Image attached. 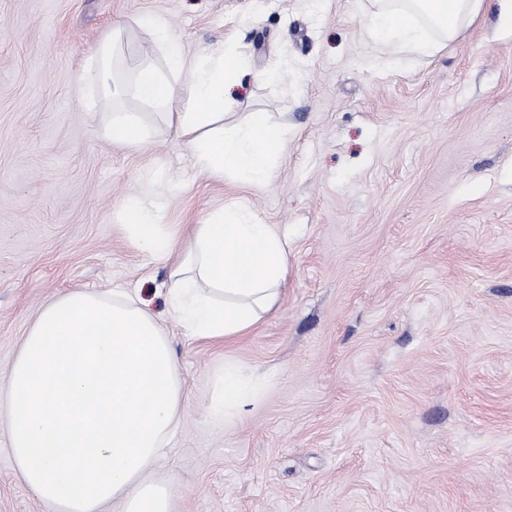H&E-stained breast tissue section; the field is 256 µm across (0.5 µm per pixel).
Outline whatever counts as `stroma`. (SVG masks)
<instances>
[{
	"label": "stroma",
	"mask_w": 512,
	"mask_h": 512,
	"mask_svg": "<svg viewBox=\"0 0 512 512\" xmlns=\"http://www.w3.org/2000/svg\"><path fill=\"white\" fill-rule=\"evenodd\" d=\"M368 0H0V389L38 308L137 288L163 263L123 228L243 204L288 236L279 306L227 345L166 320L185 416L158 463L175 512H512V24L483 11L420 63L380 57ZM168 21L189 53L241 42L233 112L287 123L262 190L216 180L174 131L100 136L83 68ZM235 361L264 381L234 422L210 404ZM0 512H52L21 481L0 415Z\"/></svg>",
	"instance_id": "obj_1"
}]
</instances>
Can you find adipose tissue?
I'll use <instances>...</instances> for the list:
<instances>
[{
	"label": "adipose tissue",
	"mask_w": 512,
	"mask_h": 512,
	"mask_svg": "<svg viewBox=\"0 0 512 512\" xmlns=\"http://www.w3.org/2000/svg\"><path fill=\"white\" fill-rule=\"evenodd\" d=\"M367 40L379 50L422 57L454 40L491 0H369ZM163 56L118 70L125 30L115 27L87 61L89 85L112 104L101 130L111 145L150 141L143 114L124 111L134 96L187 139L198 168L260 190L283 154L288 128L256 110L229 121L244 57L228 46L191 57L158 18L137 20ZM132 243L169 273L158 290L190 335L233 340L274 311L288 276V240L252 210L224 208L192 225L188 243L158 224L140 201L124 209ZM261 391L243 366L226 365L212 407L231 421ZM10 452L22 482L53 512H174L175 493L150 472L181 425L184 382L158 316L130 292L70 290L38 311L0 397Z\"/></svg>",
	"instance_id": "adipose-tissue-1"
}]
</instances>
